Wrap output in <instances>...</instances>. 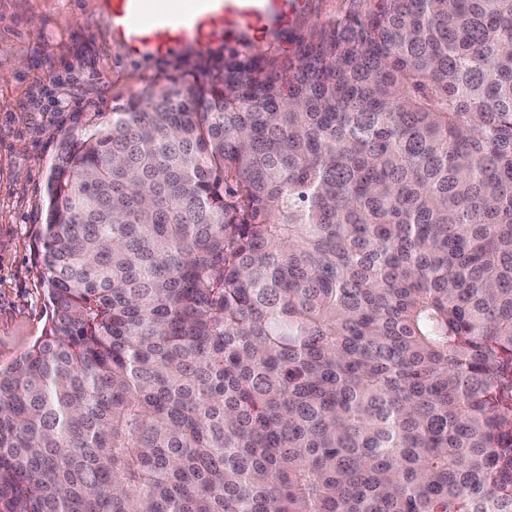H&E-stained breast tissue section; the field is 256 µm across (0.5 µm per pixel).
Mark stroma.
<instances>
[{
  "mask_svg": "<svg viewBox=\"0 0 512 512\" xmlns=\"http://www.w3.org/2000/svg\"><path fill=\"white\" fill-rule=\"evenodd\" d=\"M372 0H305L282 37L239 46L215 38L207 52H123L102 20L103 0H0V368L43 336L51 308L34 236L61 144L89 124L173 79L205 84L201 64L225 57L279 66L295 60L320 28L365 16Z\"/></svg>",
  "mask_w": 512,
  "mask_h": 512,
  "instance_id": "stroma-1",
  "label": "stroma"
}]
</instances>
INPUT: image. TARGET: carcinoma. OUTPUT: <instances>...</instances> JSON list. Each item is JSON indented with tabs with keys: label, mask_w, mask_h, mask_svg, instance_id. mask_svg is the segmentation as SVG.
I'll return each mask as SVG.
<instances>
[{
	"label": "carcinoma",
	"mask_w": 512,
	"mask_h": 512,
	"mask_svg": "<svg viewBox=\"0 0 512 512\" xmlns=\"http://www.w3.org/2000/svg\"><path fill=\"white\" fill-rule=\"evenodd\" d=\"M65 141L0 512H512V0H374Z\"/></svg>",
	"instance_id": "obj_1"
}]
</instances>
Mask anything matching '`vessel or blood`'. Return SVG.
I'll return each mask as SVG.
<instances>
[{
  "instance_id": "obj_1",
  "label": "vessel or blood",
  "mask_w": 512,
  "mask_h": 512,
  "mask_svg": "<svg viewBox=\"0 0 512 512\" xmlns=\"http://www.w3.org/2000/svg\"><path fill=\"white\" fill-rule=\"evenodd\" d=\"M302 0H106L103 20L130 55L203 50L216 36L242 42L285 29Z\"/></svg>"
}]
</instances>
